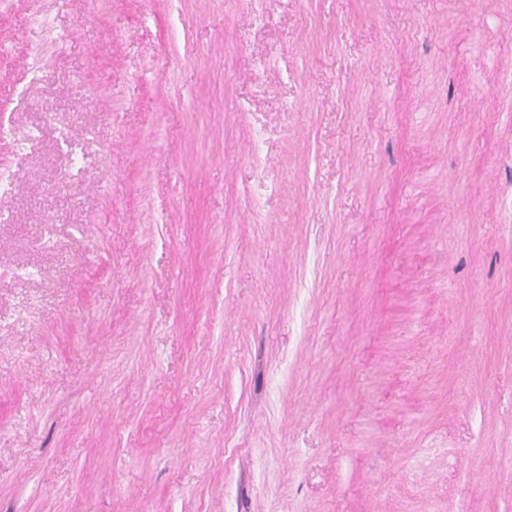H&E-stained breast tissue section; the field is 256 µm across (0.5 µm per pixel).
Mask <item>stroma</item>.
<instances>
[{"instance_id":"obj_1","label":"stroma","mask_w":512,"mask_h":512,"mask_svg":"<svg viewBox=\"0 0 512 512\" xmlns=\"http://www.w3.org/2000/svg\"><path fill=\"white\" fill-rule=\"evenodd\" d=\"M0 512H512V0H0Z\"/></svg>"}]
</instances>
